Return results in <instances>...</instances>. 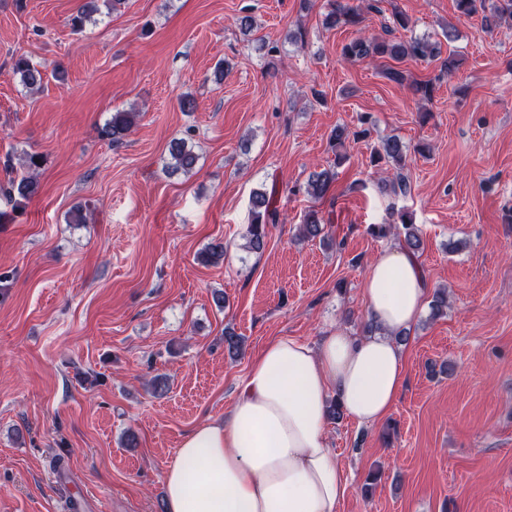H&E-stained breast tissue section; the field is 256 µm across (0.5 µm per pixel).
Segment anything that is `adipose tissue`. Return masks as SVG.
Here are the masks:
<instances>
[{"label":"adipose tissue","mask_w":512,"mask_h":512,"mask_svg":"<svg viewBox=\"0 0 512 512\" xmlns=\"http://www.w3.org/2000/svg\"><path fill=\"white\" fill-rule=\"evenodd\" d=\"M426 293L420 262L394 244L364 284L380 332L336 325L315 348L294 338L268 343L225 418L182 440L166 472V512H338L349 481L328 444V401L363 424L390 414L405 370L392 334L410 327Z\"/></svg>","instance_id":"adipose-tissue-1"}]
</instances>
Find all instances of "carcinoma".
<instances>
[{
  "label": "carcinoma",
  "instance_id": "obj_1",
  "mask_svg": "<svg viewBox=\"0 0 512 512\" xmlns=\"http://www.w3.org/2000/svg\"><path fill=\"white\" fill-rule=\"evenodd\" d=\"M457 9L462 16L470 17L477 13L482 14L484 27L492 31L500 25L506 17L512 19V0H456ZM331 10L326 14L324 24L328 28L343 25H357L362 21L360 10L345 3L344 0H331ZM342 56L351 61L365 59H390L401 62L405 59L435 58L440 54V43L428 38L411 37L397 39L393 37V30L385 29V35L380 37H356L344 44ZM12 73L19 79L20 84L31 92L41 90L44 84V72L41 66L35 65L25 56L17 57L12 64ZM137 114L134 112H115L101 128V136L109 139L112 144H123L131 132ZM407 154L403 143L395 138L388 137L373 146L371 161L373 165L384 164L398 170L392 180L384 185V189L394 196H404L408 193L409 185L406 176L401 172L405 166ZM41 156L26 154L24 168L26 172L9 180L7 195L14 200H30L39 193L38 169L41 167ZM198 162V155L183 139H174L169 145V162L167 169L172 174L192 172ZM336 178L332 169H324L312 174L308 183V193L315 197H322L330 188ZM252 220L248 230L246 249L259 253L265 248L266 228L277 221V211L273 199L266 193L255 191L251 199ZM399 223L381 224L377 233L385 236L393 230L403 233V248L412 254L419 252L421 239L416 232L412 216L403 211L398 214ZM300 231L306 238L315 239L321 236L323 228L316 213H309ZM224 241L217 239L211 242L199 255V261L204 264H215L224 259Z\"/></svg>",
  "mask_w": 512,
  "mask_h": 512
}]
</instances>
